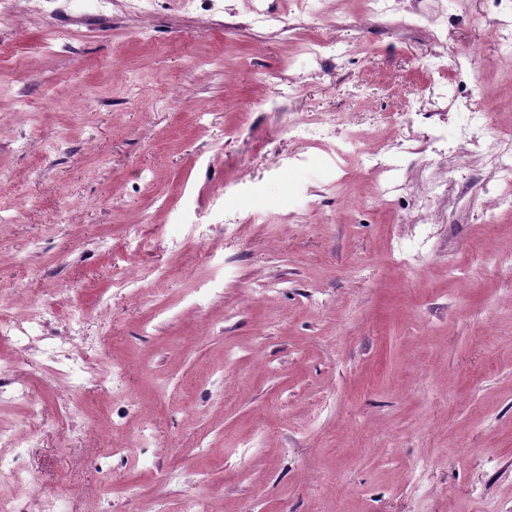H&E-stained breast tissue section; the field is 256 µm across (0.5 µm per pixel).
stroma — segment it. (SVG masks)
Listing matches in <instances>:
<instances>
[{
    "mask_svg": "<svg viewBox=\"0 0 512 512\" xmlns=\"http://www.w3.org/2000/svg\"><path fill=\"white\" fill-rule=\"evenodd\" d=\"M261 6L264 28L251 0L123 6L53 47L63 15L17 0L0 28V306L57 309L22 344L0 324V456L33 478L0 476V500L512 512V272L492 260L512 191L458 135L474 112L512 131L491 35L512 0ZM322 36L337 52L318 63L303 43ZM325 113L362 154L289 137ZM377 152L403 187L391 208ZM55 336L93 375L50 376Z\"/></svg>",
    "mask_w": 512,
    "mask_h": 512,
    "instance_id": "obj_1",
    "label": "stroma"
}]
</instances>
